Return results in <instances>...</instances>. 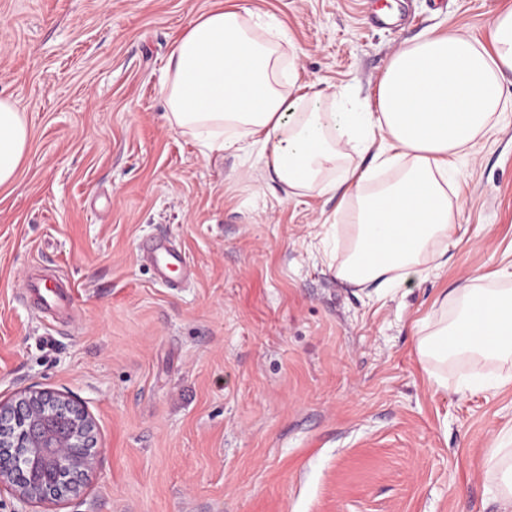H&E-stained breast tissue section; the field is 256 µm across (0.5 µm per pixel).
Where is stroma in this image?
Returning <instances> with one entry per match:
<instances>
[{
    "label": "stroma",
    "instance_id": "obj_1",
    "mask_svg": "<svg viewBox=\"0 0 512 512\" xmlns=\"http://www.w3.org/2000/svg\"><path fill=\"white\" fill-rule=\"evenodd\" d=\"M275 14L298 81L375 104L392 54L427 30L484 40L512 0H236ZM216 0H0V97L29 128L0 187V400L67 392L95 421L84 493L0 512H499L484 450L512 437V363L423 365L430 312L512 265V110L457 162L460 239L423 282L340 280L339 200L289 196L251 148L204 156L164 118L172 43ZM170 241L191 276L142 246ZM63 273L71 305L26 298ZM447 379L440 389L432 375Z\"/></svg>",
    "mask_w": 512,
    "mask_h": 512
}]
</instances>
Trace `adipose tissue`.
<instances>
[{"instance_id":"1","label":"adipose tissue","mask_w":512,"mask_h":512,"mask_svg":"<svg viewBox=\"0 0 512 512\" xmlns=\"http://www.w3.org/2000/svg\"><path fill=\"white\" fill-rule=\"evenodd\" d=\"M280 23L233 5L197 14L174 42L160 92L170 127L192 134L205 154L249 139L264 172L293 190L340 196L349 248L334 273L358 285L413 284L448 263L458 207L456 159L512 108V9L496 15L487 42L436 29L400 47L377 88L375 107L348 106L346 90L302 91ZM24 112L0 98V186L14 181L28 144ZM373 153L396 178L369 188L355 156ZM455 289L453 316L428 314L421 361L477 355L512 358V289ZM501 512H512V448L485 450Z\"/></svg>"}]
</instances>
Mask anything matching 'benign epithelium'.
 <instances>
[{
  "instance_id": "1",
  "label": "benign epithelium",
  "mask_w": 512,
  "mask_h": 512,
  "mask_svg": "<svg viewBox=\"0 0 512 512\" xmlns=\"http://www.w3.org/2000/svg\"><path fill=\"white\" fill-rule=\"evenodd\" d=\"M95 423L72 397L29 387L0 400V490L21 504L78 496L95 464Z\"/></svg>"
}]
</instances>
